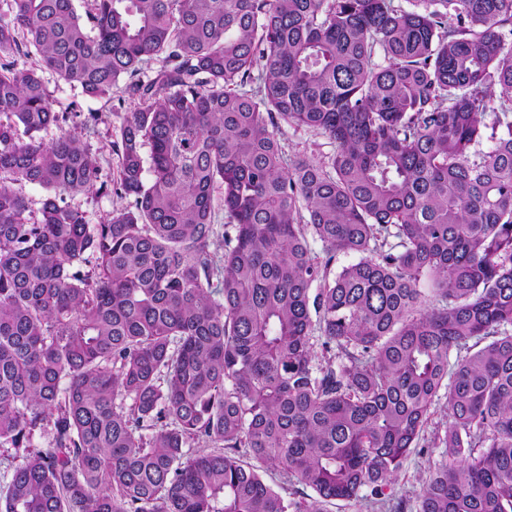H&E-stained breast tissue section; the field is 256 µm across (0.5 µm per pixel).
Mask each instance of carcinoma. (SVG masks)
Segmentation results:
<instances>
[{
    "instance_id": "1",
    "label": "carcinoma",
    "mask_w": 512,
    "mask_h": 512,
    "mask_svg": "<svg viewBox=\"0 0 512 512\" xmlns=\"http://www.w3.org/2000/svg\"><path fill=\"white\" fill-rule=\"evenodd\" d=\"M406 2L0 0V512H404L423 446L413 512H512V0ZM46 71L137 104L98 224ZM276 133L285 155L291 159L321 162L332 151L329 141L310 129H295L282 123ZM419 449L408 458L391 487V492L396 498L409 499L420 492L429 464L438 458L440 451L438 448H424V453L419 454Z\"/></svg>"
}]
</instances>
